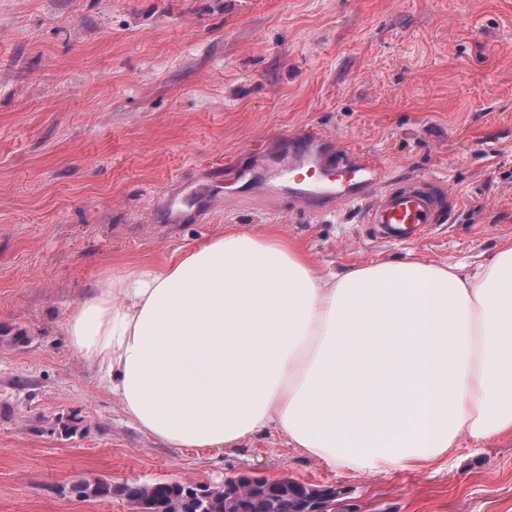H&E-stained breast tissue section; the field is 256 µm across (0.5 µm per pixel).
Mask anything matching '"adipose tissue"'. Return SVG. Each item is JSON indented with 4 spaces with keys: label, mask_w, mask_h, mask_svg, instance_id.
Returning a JSON list of instances; mask_svg holds the SVG:
<instances>
[{
    "label": "adipose tissue",
    "mask_w": 512,
    "mask_h": 512,
    "mask_svg": "<svg viewBox=\"0 0 512 512\" xmlns=\"http://www.w3.org/2000/svg\"><path fill=\"white\" fill-rule=\"evenodd\" d=\"M67 329L129 422L175 448L273 425L332 468L376 473L512 435V241L473 275L336 272L229 230L101 280Z\"/></svg>",
    "instance_id": "1"
}]
</instances>
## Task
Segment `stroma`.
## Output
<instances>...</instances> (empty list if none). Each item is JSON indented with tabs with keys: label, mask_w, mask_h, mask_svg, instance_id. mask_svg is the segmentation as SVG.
I'll list each match as a JSON object with an SVG mask.
<instances>
[{
	"label": "stroma",
	"mask_w": 512,
	"mask_h": 512,
	"mask_svg": "<svg viewBox=\"0 0 512 512\" xmlns=\"http://www.w3.org/2000/svg\"><path fill=\"white\" fill-rule=\"evenodd\" d=\"M453 194L410 244L360 209L277 184L309 130ZM236 229L328 269L413 259L473 271L512 239V0H0V512H134L106 479L331 485L358 512H512V437L375 474L276 427L173 448L132 426L74 349L104 277Z\"/></svg>",
	"instance_id": "1"
}]
</instances>
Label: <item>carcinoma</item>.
<instances>
[{
	"label": "carcinoma",
	"mask_w": 512,
	"mask_h": 512,
	"mask_svg": "<svg viewBox=\"0 0 512 512\" xmlns=\"http://www.w3.org/2000/svg\"><path fill=\"white\" fill-rule=\"evenodd\" d=\"M240 485L250 488V497L245 501L235 496ZM116 491L138 512H152L156 503L162 512H302L307 500L339 496L333 487H309L288 477L270 483L250 474H241L222 486L206 485L199 490L181 481H132L116 489L110 481L96 480L72 487V492L81 498L109 499Z\"/></svg>",
	"instance_id": "cac0c4a2"
}]
</instances>
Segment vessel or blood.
Instances as JSON below:
<instances>
[{"label": "vessel or blood", "mask_w": 512, "mask_h": 512, "mask_svg": "<svg viewBox=\"0 0 512 512\" xmlns=\"http://www.w3.org/2000/svg\"><path fill=\"white\" fill-rule=\"evenodd\" d=\"M307 143L306 151L289 153L284 173L298 197L363 209L381 237L393 241L424 238L434 225L444 223L448 208L444 183L419 176L401 186L385 187L375 161L352 165L338 155L326 159L319 138L308 137Z\"/></svg>", "instance_id": "obj_1"}]
</instances>
